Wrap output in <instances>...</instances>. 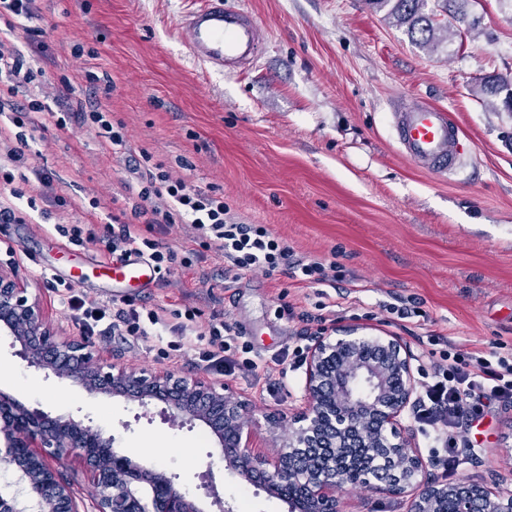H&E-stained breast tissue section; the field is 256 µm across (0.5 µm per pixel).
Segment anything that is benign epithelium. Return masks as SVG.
I'll use <instances>...</instances> for the list:
<instances>
[{"label":"benign epithelium","instance_id":"benign-epithelium-1","mask_svg":"<svg viewBox=\"0 0 512 512\" xmlns=\"http://www.w3.org/2000/svg\"><path fill=\"white\" fill-rule=\"evenodd\" d=\"M26 367L65 379L90 395L120 398L148 408L158 402L167 421L207 427L224 470L245 485L288 504V512H340L336 488L347 469L324 450L344 456L365 448L389 465L366 473L369 489L409 497L410 512H512V491L493 490L468 478H428L431 460L401 420L417 403L412 352L398 337L375 336L361 325L323 331L307 347L302 411L289 419L288 436L272 457L255 453L250 404L222 381L178 376L167 369L136 370L120 362H94L93 346L81 336H61L45 321L37 299L17 277L0 269V335ZM115 437L90 418L52 417L0 391V512H79L74 492L58 466L80 459L90 474L93 512H204L202 500L174 477L114 450ZM302 489L291 500L288 485ZM204 495L217 512L233 507L209 482Z\"/></svg>","mask_w":512,"mask_h":512}]
</instances>
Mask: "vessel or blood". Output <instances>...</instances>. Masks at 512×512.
<instances>
[{
	"instance_id": "vessel-or-blood-1",
	"label": "vessel or blood",
	"mask_w": 512,
	"mask_h": 512,
	"mask_svg": "<svg viewBox=\"0 0 512 512\" xmlns=\"http://www.w3.org/2000/svg\"><path fill=\"white\" fill-rule=\"evenodd\" d=\"M194 58L221 68L253 64L260 56L264 35L245 9L208 0L207 5L181 21ZM391 127L404 157L412 164L439 174L453 172L461 160V130L450 113L439 107L401 102L391 114ZM146 263L130 256L105 266L115 283L141 280Z\"/></svg>"
}]
</instances>
